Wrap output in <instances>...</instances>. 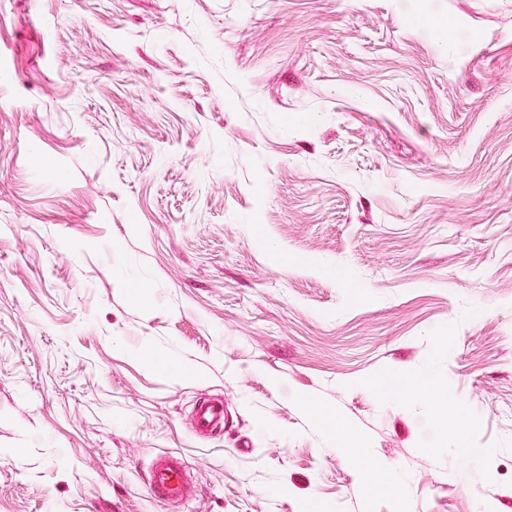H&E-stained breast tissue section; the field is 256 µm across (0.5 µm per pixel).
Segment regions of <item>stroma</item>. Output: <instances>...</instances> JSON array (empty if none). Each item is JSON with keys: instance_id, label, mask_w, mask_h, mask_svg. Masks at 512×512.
I'll list each match as a JSON object with an SVG mask.
<instances>
[{"instance_id": "obj_1", "label": "stroma", "mask_w": 512, "mask_h": 512, "mask_svg": "<svg viewBox=\"0 0 512 512\" xmlns=\"http://www.w3.org/2000/svg\"><path fill=\"white\" fill-rule=\"evenodd\" d=\"M508 413L512 0H0V512H512ZM196 432L209 435L224 428V402L217 400L201 401L195 411ZM185 468L183 461L177 456L163 455L157 457L149 476V488L152 497L168 505L183 502L189 491L184 474Z\"/></svg>"}]
</instances>
